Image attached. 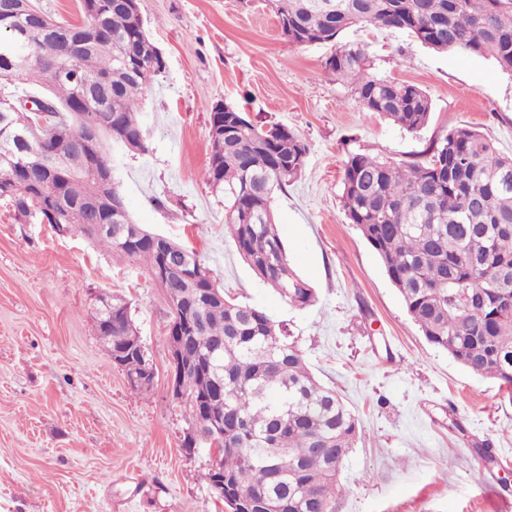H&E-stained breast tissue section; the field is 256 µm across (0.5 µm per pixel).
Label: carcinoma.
<instances>
[{
	"mask_svg": "<svg viewBox=\"0 0 512 512\" xmlns=\"http://www.w3.org/2000/svg\"><path fill=\"white\" fill-rule=\"evenodd\" d=\"M17 0H0V79L43 88L59 111L41 138L30 137V111L0 103V157L16 181H0V198L27 223L30 208L63 198L76 204L98 192L96 175L72 157L85 125L104 126L89 162L112 167L110 145L147 151L139 121L141 91L166 63L149 39L142 16L125 0H99L100 29L89 48L69 54L45 33L35 8L16 13ZM295 45L330 44L325 71L346 83L348 96L409 133L429 122L432 102L413 84L373 73L365 47L339 44L352 26L402 30L436 51L489 57L512 76V0H262ZM107 81L100 108L78 106L81 83ZM206 184L224 193V233L254 276L288 304L316 301L313 288L291 266L275 224L273 195L301 175L307 143L279 123L259 125L226 105L209 117ZM425 159L395 165L350 152L342 168V206L382 261L407 312L426 340L469 371L512 386V156L477 131L458 127L431 141ZM61 234L80 233L112 254L141 262L188 337L177 373L185 427L199 448L224 449V500L244 483L254 496L239 512H336V482L354 447L358 419L333 387L321 383L285 328L258 307L224 293L194 250L154 234L129 210L102 215L44 213ZM112 225L95 229L97 220ZM96 335L112 350L128 348L126 374L154 369L131 315L130 303L96 298ZM223 386L224 435L199 428V416Z\"/></svg>",
	"mask_w": 512,
	"mask_h": 512,
	"instance_id": "carcinoma-1",
	"label": "carcinoma"
}]
</instances>
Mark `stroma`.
Returning a JSON list of instances; mask_svg holds the SVG:
<instances>
[{"mask_svg":"<svg viewBox=\"0 0 512 512\" xmlns=\"http://www.w3.org/2000/svg\"><path fill=\"white\" fill-rule=\"evenodd\" d=\"M167 60L144 90L148 150L112 146L135 223L198 252L230 296L282 322L314 374L359 421L338 512H512V393L427 342L371 246L344 215L347 153L422 160L467 126L512 154V76L491 60L436 52L407 34L353 26L377 76L423 89L431 120L415 134L362 111L324 71L332 49L293 45L269 11L239 0H139ZM226 103L307 143L305 169L272 206L291 265L317 293L289 306L224 235V195L203 181L209 112ZM129 301L156 367L133 390L93 329L94 299ZM168 305L145 269L77 234L16 221L0 201V512H226L182 446L172 401ZM490 442V454L479 451Z\"/></svg>","mask_w":512,"mask_h":512,"instance_id":"1","label":"stroma"}]
</instances>
